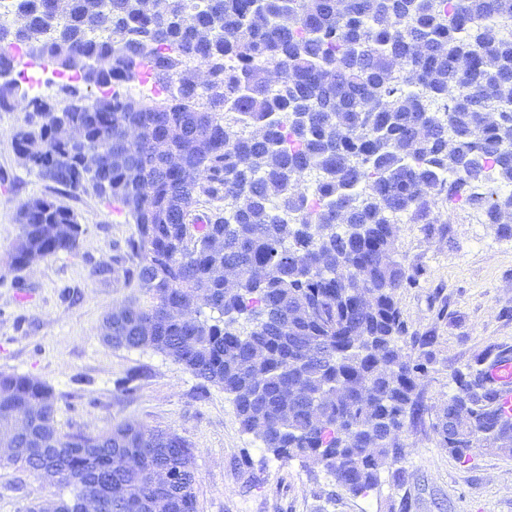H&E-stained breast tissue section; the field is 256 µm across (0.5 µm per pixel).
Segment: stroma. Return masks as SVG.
Segmentation results:
<instances>
[{"label":"stroma","instance_id":"35a3bbf8","mask_svg":"<svg viewBox=\"0 0 512 512\" xmlns=\"http://www.w3.org/2000/svg\"><path fill=\"white\" fill-rule=\"evenodd\" d=\"M24 120L0 112V372L52 385L61 432L136 422L176 433L194 453L198 512H400L405 500L409 512H512V457L480 448L459 459L436 433L454 374L512 352V235L486 223L483 209L441 204L434 223L399 219L395 256L413 280L398 306L406 351L427 359L426 411L405 433L404 458L387 465L376 488L352 496L321 467L265 455L221 387L160 353L102 341L107 310L141 292L129 246L137 227L93 190L64 191L25 165L13 140ZM36 197L71 210L83 232L76 252L19 271L11 265L18 210ZM425 336L434 339L427 349ZM397 469L404 482L393 480ZM47 496L38 478L0 466V512H24Z\"/></svg>","mask_w":512,"mask_h":512}]
</instances>
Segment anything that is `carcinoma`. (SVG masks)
<instances>
[{
    "label": "carcinoma",
    "instance_id": "cac0c4a2",
    "mask_svg": "<svg viewBox=\"0 0 512 512\" xmlns=\"http://www.w3.org/2000/svg\"><path fill=\"white\" fill-rule=\"evenodd\" d=\"M14 15L0 74L26 59L62 78L54 100L0 82V112L25 114L20 159L137 225L149 301L112 309L103 340L223 388L274 458L320 465L354 496L374 489L423 411L394 225L488 195L487 223L512 234L498 190L512 185V0H18ZM278 68L288 78L272 86ZM134 83L148 100L120 94ZM18 221V270L78 247L75 214L48 198ZM453 382L437 430L448 452L484 442L511 457L486 371ZM56 401L44 381L0 374V444L51 493L26 512H82L90 491L100 512H197L184 439L131 422L62 434ZM458 409L470 423L450 434Z\"/></svg>",
    "mask_w": 512,
    "mask_h": 512
}]
</instances>
